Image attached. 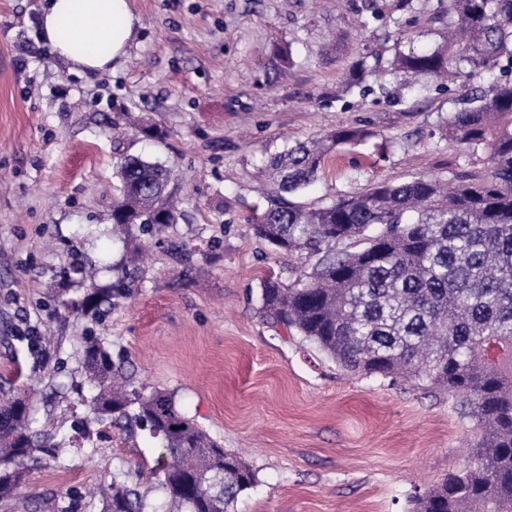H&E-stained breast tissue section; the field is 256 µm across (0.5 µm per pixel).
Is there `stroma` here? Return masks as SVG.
I'll list each match as a JSON object with an SVG mask.
<instances>
[{
    "label": "stroma",
    "instance_id": "obj_1",
    "mask_svg": "<svg viewBox=\"0 0 512 512\" xmlns=\"http://www.w3.org/2000/svg\"><path fill=\"white\" fill-rule=\"evenodd\" d=\"M39 3L0 0V399L32 390L35 429L70 433L94 392L76 356L88 329L137 385L172 393L255 471L237 512H408L459 465L473 424L448 396L343 371L296 331L269 327L263 278L291 283L307 261L253 235L268 205L254 173L268 155L351 124L368 138L336 147L301 205L384 181L486 175V154L443 128L491 76L408 87L387 74L397 52L442 44L448 0H131L136 41L104 74L50 54ZM137 116L164 138L131 130ZM125 154L174 169L181 216L167 237L197 254L187 270L140 239L147 259L129 296L91 323L61 307L81 295L63 273L77 259L100 265L99 285L114 281ZM157 446L115 429L68 467L31 462L18 490L28 512L46 497L58 512H102L96 487L150 469Z\"/></svg>",
    "mask_w": 512,
    "mask_h": 512
}]
</instances>
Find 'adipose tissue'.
<instances>
[{"mask_svg": "<svg viewBox=\"0 0 512 512\" xmlns=\"http://www.w3.org/2000/svg\"><path fill=\"white\" fill-rule=\"evenodd\" d=\"M138 24L129 0H42L39 37L70 69L98 73L127 54Z\"/></svg>", "mask_w": 512, "mask_h": 512, "instance_id": "1", "label": "adipose tissue"}]
</instances>
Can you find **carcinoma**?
Instances as JSON below:
<instances>
[{
  "label": "carcinoma",
  "mask_w": 512,
  "mask_h": 512,
  "mask_svg": "<svg viewBox=\"0 0 512 512\" xmlns=\"http://www.w3.org/2000/svg\"><path fill=\"white\" fill-rule=\"evenodd\" d=\"M448 13L444 43L397 53L390 75L409 85L420 78L454 83L512 68V0H448ZM445 130L448 140L486 153V177L449 189L425 176L383 182L305 208L289 196L316 178L330 151L369 132L341 124L322 139L269 155L261 173L272 189L253 235L306 253L309 264L288 285L265 277L260 311L270 327L297 330L347 371L427 383L459 400L460 416L475 422L479 439L462 465L414 497L411 512H512V81L471 94ZM120 182L112 224L120 232L137 227L167 245L175 262L190 264L192 250L162 237L178 220L173 171L124 155ZM137 254L136 246L126 252L106 288L96 287L84 264L72 270V283L90 290L83 315L96 321L102 303L126 294L127 266ZM82 340L97 422L131 440L140 431L160 440L149 480L114 476L101 486L104 512H150L153 487L165 495L164 512H235L256 483L253 469L171 394L135 386L103 338ZM32 422L29 396L0 401V499L16 495L18 475L35 453L56 461L67 454L52 430L34 437Z\"/></svg>",
  "instance_id": "cac0c4a2"
}]
</instances>
